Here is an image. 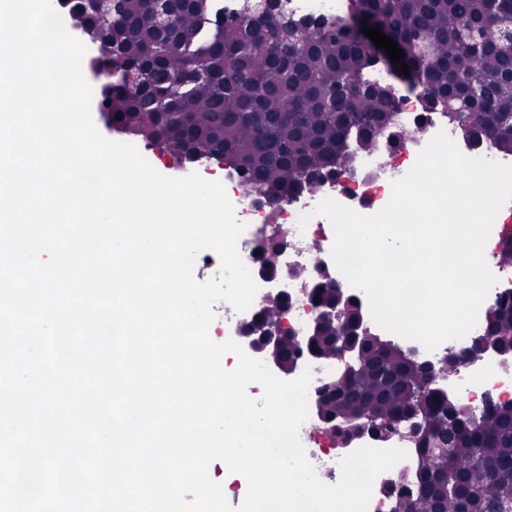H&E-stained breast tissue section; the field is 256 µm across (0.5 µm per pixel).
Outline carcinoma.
<instances>
[{"mask_svg": "<svg viewBox=\"0 0 512 512\" xmlns=\"http://www.w3.org/2000/svg\"><path fill=\"white\" fill-rule=\"evenodd\" d=\"M61 8L73 28L97 33L93 65L105 79L98 95L113 129L162 145L182 163L210 159L238 169L259 202L320 190L349 166L352 146L373 152L383 139L399 144L405 128L392 122V84L372 78L377 72L412 92L430 90L426 111L443 113L474 145L512 155V52L499 39L512 0H351L350 18L398 44L406 76L390 59L367 53L359 29L342 18L328 28L304 25L288 39L279 37L282 11L241 15L224 0H179L172 28L153 22L151 0H118L117 20L105 26L92 0H61ZM467 30L475 37L462 43ZM116 58L123 69L112 71ZM129 73L141 76L137 85ZM495 257L512 267V230L500 237ZM314 296L342 309L347 334L325 324L309 345L288 338L278 359L310 349L334 360L342 346L361 342L323 405L336 439L355 435L365 416L381 429L409 417L434 423L411 432L420 466L408 479L412 491L395 492L396 512H512V405L496 403L476 416L436 389L421 391L457 359L428 367L379 336L358 335L361 309L353 297L323 281ZM286 303L261 304L254 319L273 320ZM485 340L512 354V295L489 310L468 358ZM441 429L450 430L446 450L434 447Z\"/></svg>", "mask_w": 512, "mask_h": 512, "instance_id": "carcinoma-1", "label": "carcinoma"}]
</instances>
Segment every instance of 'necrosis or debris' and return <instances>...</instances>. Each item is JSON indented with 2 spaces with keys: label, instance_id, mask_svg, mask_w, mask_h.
<instances>
[{
  "label": "necrosis or debris",
  "instance_id": "necrosis-or-debris-1",
  "mask_svg": "<svg viewBox=\"0 0 512 512\" xmlns=\"http://www.w3.org/2000/svg\"><path fill=\"white\" fill-rule=\"evenodd\" d=\"M396 100L402 124L415 128L413 136L384 152H354L349 172L328 180L318 194L297 196L277 206L259 204L254 198L243 196L241 179L234 170L228 168L221 172L208 162L196 168L204 179L223 183L238 219L246 225L238 241V252L251 274L255 275L259 294L282 290L288 295L289 302L283 313V322L292 335H306L317 311L311 301V283L286 276L285 271L290 267L313 270L319 263H331L334 240L333 227L327 218L313 216L306 227L302 228L298 225L300 215L311 212L325 198L334 199L363 215L380 211L390 200L392 181L404 177L430 139L439 131L449 128L447 119L441 113L422 114V103L418 95L400 92ZM271 231L276 232L279 239L275 255L276 273L263 277L259 274L257 251L264 234ZM491 270L497 282L479 308V324L464 338L447 341L436 350L425 352V359L440 361L448 353L469 349L473 341L482 336L483 317H486L501 293L512 289L511 269L495 264ZM445 387L456 402L475 412L483 410L490 401L511 405L512 366H506L499 356L485 354L460 364L446 380ZM299 438L319 479L330 485L337 483L344 454L330 447V432L319 431L314 419L310 418L301 426ZM381 445L403 449L407 457L377 477L367 512H394L396 501L388 494V486L400 485L402 478L418 466V451L404 434L390 436L382 440Z\"/></svg>",
  "mask_w": 512,
  "mask_h": 512
}]
</instances>
